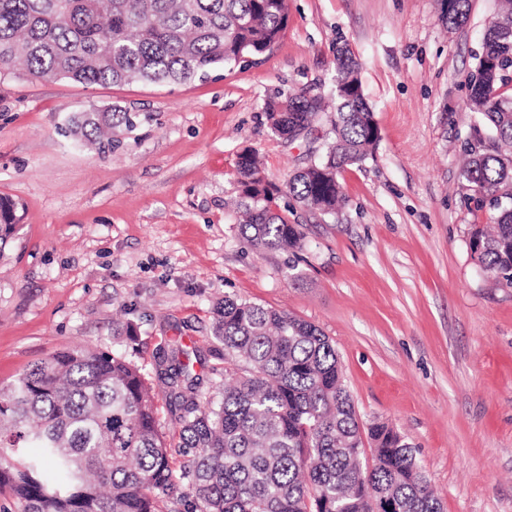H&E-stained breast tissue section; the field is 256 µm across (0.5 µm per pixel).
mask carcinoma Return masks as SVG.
I'll list each match as a JSON object with an SVG mask.
<instances>
[{"instance_id": "cac0c4a2", "label": "carcinoma", "mask_w": 512, "mask_h": 512, "mask_svg": "<svg viewBox=\"0 0 512 512\" xmlns=\"http://www.w3.org/2000/svg\"><path fill=\"white\" fill-rule=\"evenodd\" d=\"M470 0H448V25ZM288 26V0H0V77L24 74L84 85L169 84L259 61ZM512 0L485 33L468 85L485 152L462 173L495 225L472 228L468 247L481 269L512 288ZM330 139L295 173L288 195L334 216L345 204L339 174L365 161L381 135L358 62L336 51ZM325 111L304 91L264 103L272 132L290 141ZM136 126L125 107L73 112L60 133L100 154ZM235 208L258 251L302 248L256 153L236 162ZM19 204L0 196V244ZM215 395L201 402L199 356L170 336L155 357L166 386L175 442L158 418L157 393L126 355L82 345L52 353L0 387V497L11 512H375L383 497L403 512H441L413 449L387 423L362 429L335 347L313 324L286 311L224 298L215 308ZM372 447L367 465L364 441ZM37 448L31 455L28 449Z\"/></svg>"}]
</instances>
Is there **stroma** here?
Segmentation results:
<instances>
[{"instance_id":"1","label":"stroma","mask_w":512,"mask_h":512,"mask_svg":"<svg viewBox=\"0 0 512 512\" xmlns=\"http://www.w3.org/2000/svg\"><path fill=\"white\" fill-rule=\"evenodd\" d=\"M498 0H288V27L261 63L205 80L84 86L0 80V196L20 221L0 246V386L74 345L135 350L146 373L164 337L195 347L211 394L213 308L230 297L288 311L334 345L363 424L392 425L412 447L442 512H512V288L468 249L490 207L462 176L474 115L475 56ZM347 48L381 139L345 168L336 216L292 207L305 246L253 250L229 201L235 161L260 156L277 184L322 152L274 135L268 97L329 95ZM110 104L136 115L111 154L75 144L71 112ZM133 325L136 341L121 336Z\"/></svg>"}]
</instances>
